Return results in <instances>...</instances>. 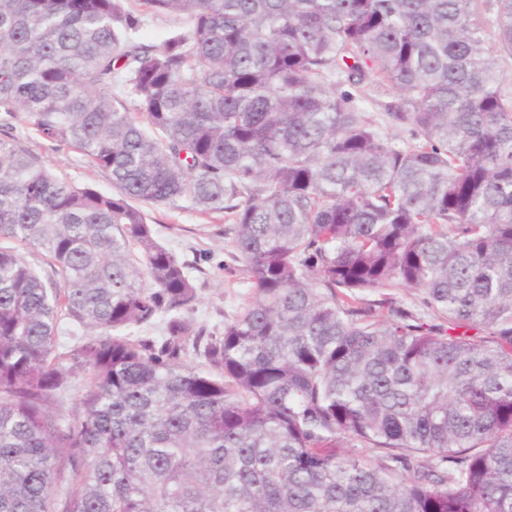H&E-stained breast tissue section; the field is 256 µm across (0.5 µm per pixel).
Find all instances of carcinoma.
<instances>
[{"instance_id": "1", "label": "carcinoma", "mask_w": 512, "mask_h": 512, "mask_svg": "<svg viewBox=\"0 0 512 512\" xmlns=\"http://www.w3.org/2000/svg\"><path fill=\"white\" fill-rule=\"evenodd\" d=\"M143 3L188 29L0 0V129L113 186L0 138V512H512V95L479 0ZM176 199L235 224L255 297L221 336L142 208ZM391 287L444 323L367 299ZM63 319L98 331L72 413ZM124 7L142 21L136 34L137 40L155 48L162 45L169 28L179 25L181 22V20L173 17L151 15L140 0H126ZM366 89L369 90L367 95L371 100V103L368 104V111L372 112L374 117L382 123V130L394 135L400 142L403 140L406 141L409 138V132L407 131L408 128L406 126H391L389 119L385 115V111L381 106V103L391 100V97L375 96V90L369 89V87ZM14 142L32 153L55 176L77 186L91 185L112 193V179L106 171L92 169L76 149L42 138L28 124L18 122L11 130Z\"/></svg>"}]
</instances>
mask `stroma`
I'll list each match as a JSON object with an SVG mask.
<instances>
[{
    "label": "stroma",
    "mask_w": 512,
    "mask_h": 512,
    "mask_svg": "<svg viewBox=\"0 0 512 512\" xmlns=\"http://www.w3.org/2000/svg\"><path fill=\"white\" fill-rule=\"evenodd\" d=\"M11 136L55 176L77 186L111 192L109 173L90 168L76 149L42 138L23 122L16 123ZM147 213L157 240L188 264L196 283L198 301L190 320L206 333H223L225 324L254 297L236 259L234 226L228 214H204L183 199L148 207Z\"/></svg>",
    "instance_id": "1"
}]
</instances>
